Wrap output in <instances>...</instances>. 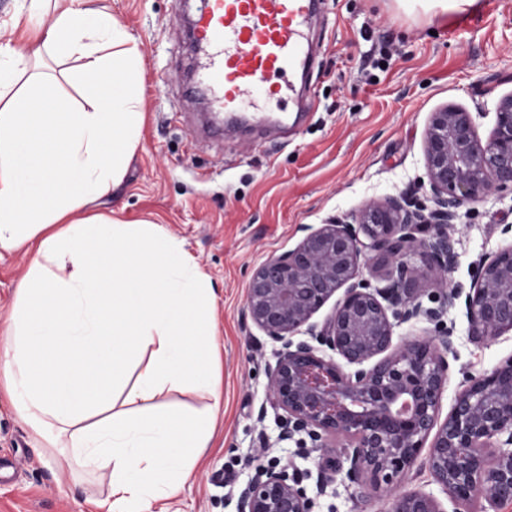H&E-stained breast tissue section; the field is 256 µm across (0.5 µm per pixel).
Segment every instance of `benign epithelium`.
<instances>
[{
	"instance_id": "obj_1",
	"label": "benign epithelium",
	"mask_w": 512,
	"mask_h": 512,
	"mask_svg": "<svg viewBox=\"0 0 512 512\" xmlns=\"http://www.w3.org/2000/svg\"><path fill=\"white\" fill-rule=\"evenodd\" d=\"M423 151L429 203L405 191L367 203L351 223L305 225L294 248L253 271L245 317L280 345L266 365L269 398L284 411L276 443L318 453L316 497L294 461L257 454L237 512H314L338 481L360 500L368 485L382 491L387 512H445L433 495L400 489L417 463L460 506L483 500L499 512L512 503V356L466 378L439 420L455 355L446 317L457 301L470 342L512 331L511 245L475 263L470 287L450 280L462 210L512 191V92L499 97L485 139L464 108L431 113ZM373 256L389 266L379 285L362 277ZM421 280L437 288L425 295ZM338 292L332 315L311 322ZM422 321L433 325L425 337L393 344L395 329Z\"/></svg>"
}]
</instances>
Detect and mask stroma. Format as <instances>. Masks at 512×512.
I'll return each instance as SVG.
<instances>
[{"label":"stroma","mask_w":512,"mask_h":512,"mask_svg":"<svg viewBox=\"0 0 512 512\" xmlns=\"http://www.w3.org/2000/svg\"><path fill=\"white\" fill-rule=\"evenodd\" d=\"M135 35L144 62L141 143L117 197L90 213L126 223L151 222L182 243L215 290V322L224 420L213 445L170 502V512H236L239 490L276 438L282 415L267 394L265 366L274 344L244 318L255 267L293 248L306 225L358 212L367 202L430 187L423 156L432 112L455 104L488 136L498 98L512 92V0L474 10H426L419 0H324L307 31L312 57L295 96L308 120L256 140L245 132L204 140L191 130L198 100L182 95L180 71L191 61L173 22L193 0H110ZM37 23L31 0H0V36L20 40ZM394 56L373 66L381 53ZM512 192L472 205L456 226L460 263L454 282L470 284L474 265L512 243ZM31 257L0 254V317L7 316ZM457 358L441 399L449 411L464 377L512 356V334L478 346L468 341L464 303L449 314ZM19 401L0 396V512H96L106 486L59 465L21 418ZM379 496L356 500L336 483L315 512H384Z\"/></svg>","instance_id":"1"}]
</instances>
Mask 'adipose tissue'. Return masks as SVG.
<instances>
[{
	"label": "adipose tissue",
	"instance_id": "adipose-tissue-1",
	"mask_svg": "<svg viewBox=\"0 0 512 512\" xmlns=\"http://www.w3.org/2000/svg\"><path fill=\"white\" fill-rule=\"evenodd\" d=\"M47 27L0 42V251L31 254L0 385L108 487L99 512H167L211 444L222 396L214 291L158 225L86 215L117 191L143 123L142 57L106 0H33ZM65 64L41 71L44 57ZM78 80L83 101L56 95ZM188 386L202 411L162 403Z\"/></svg>",
	"mask_w": 512,
	"mask_h": 512
}]
</instances>
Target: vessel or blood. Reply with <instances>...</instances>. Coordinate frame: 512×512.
Returning a JSON list of instances; mask_svg holds the SVG:
<instances>
[{
    "label": "vessel or blood",
    "instance_id": "b4317fda",
    "mask_svg": "<svg viewBox=\"0 0 512 512\" xmlns=\"http://www.w3.org/2000/svg\"><path fill=\"white\" fill-rule=\"evenodd\" d=\"M322 0H202L188 37L200 54L197 81L214 111L228 118L262 121L260 98L292 91L271 88L274 76L297 72L306 62L305 31Z\"/></svg>",
    "mask_w": 512,
    "mask_h": 512
}]
</instances>
